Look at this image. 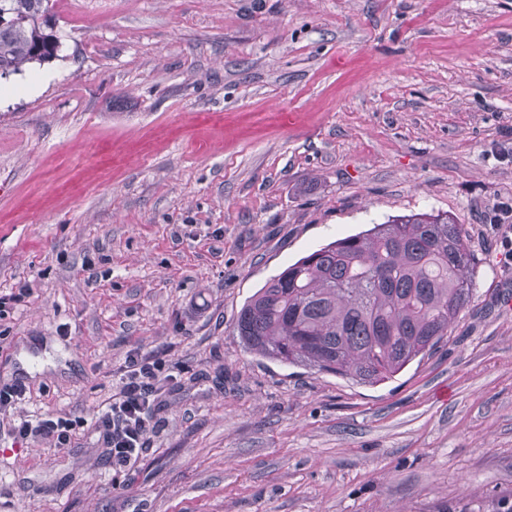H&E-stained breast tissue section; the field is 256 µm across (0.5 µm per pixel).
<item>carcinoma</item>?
I'll return each mask as SVG.
<instances>
[{
    "label": "carcinoma",
    "mask_w": 512,
    "mask_h": 512,
    "mask_svg": "<svg viewBox=\"0 0 512 512\" xmlns=\"http://www.w3.org/2000/svg\"><path fill=\"white\" fill-rule=\"evenodd\" d=\"M55 0H0V79L58 57ZM475 257L446 212L395 216L288 265L243 305L250 351L375 385L445 336L473 298Z\"/></svg>",
    "instance_id": "1"
}]
</instances>
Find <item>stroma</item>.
I'll use <instances>...</instances> for the list:
<instances>
[{"mask_svg": "<svg viewBox=\"0 0 512 512\" xmlns=\"http://www.w3.org/2000/svg\"><path fill=\"white\" fill-rule=\"evenodd\" d=\"M0 81V384L75 421L0 512H512V0H57ZM463 224L475 292L376 385L245 350L238 312L392 216ZM176 366L135 468L87 425L130 351Z\"/></svg>", "mask_w": 512, "mask_h": 512, "instance_id": "obj_1", "label": "stroma"}]
</instances>
